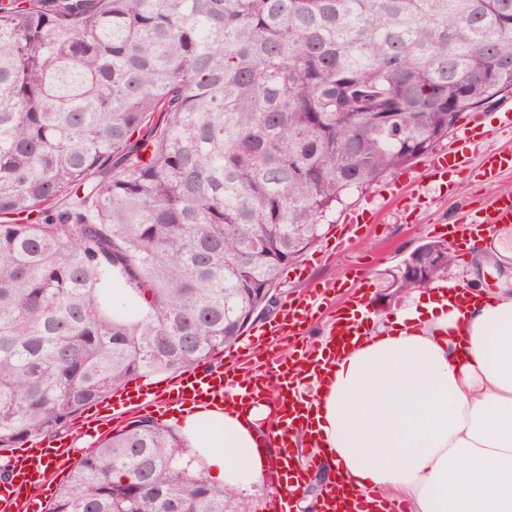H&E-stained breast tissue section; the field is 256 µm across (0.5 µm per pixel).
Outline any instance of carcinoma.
Wrapping results in <instances>:
<instances>
[{"label":"carcinoma","mask_w":512,"mask_h":512,"mask_svg":"<svg viewBox=\"0 0 512 512\" xmlns=\"http://www.w3.org/2000/svg\"><path fill=\"white\" fill-rule=\"evenodd\" d=\"M509 94L512 0H0V449L224 354L337 206ZM195 460L139 417L48 512H254Z\"/></svg>","instance_id":"obj_1"}]
</instances>
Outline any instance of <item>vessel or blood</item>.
<instances>
[{"mask_svg":"<svg viewBox=\"0 0 512 512\" xmlns=\"http://www.w3.org/2000/svg\"><path fill=\"white\" fill-rule=\"evenodd\" d=\"M462 138L466 143L486 147L477 166L481 182L495 184L504 171L512 170V149L491 147L494 133L484 126L481 114L472 115ZM469 164L464 150H445L428 157L426 177L429 182L448 187L452 184V173ZM500 224H512V191L494 192L479 208L461 212L448 232V240L454 243L476 232L489 233ZM335 302L334 289L311 284L303 298L283 305L277 317L260 326L242 346L226 350L223 364L214 366L204 361L177 378L110 394L99 403L102 415L83 418L77 426L78 433L89 437L100 435L109 430L112 413L142 407L153 408L162 416L198 407L224 405L232 409L259 399L272 384L276 395L270 412L278 427V446L284 454H291L290 431L296 421L306 417L299 386L307 378L323 381L335 365L339 351L347 347L362 322L373 318L374 312L365 295L357 290L349 294L318 346L301 347L286 361L273 360L266 364L264 375L251 377L250 381H243L242 373L254 358L266 352L269 340L284 342L304 334L316 315L334 307ZM75 463V450L65 440L32 443L18 453L10 479L0 482V505L6 512H44L45 500L40 497V490L51 483L53 474L69 471ZM301 479V473L290 464L276 467L270 476L275 492L265 505L266 512H293L292 500ZM365 508V501L350 496L340 481L323 497L319 512H365Z\"/></svg>","mask_w":512,"mask_h":512,"instance_id":"b4317fda","label":"vessel or blood"}]
</instances>
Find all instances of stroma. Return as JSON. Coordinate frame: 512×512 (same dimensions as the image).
<instances>
[{"mask_svg":"<svg viewBox=\"0 0 512 512\" xmlns=\"http://www.w3.org/2000/svg\"><path fill=\"white\" fill-rule=\"evenodd\" d=\"M424 177L423 160L388 173L363 192L354 194L344 206L323 225L319 240L299 257L298 266L305 276L283 272L276 290V304L257 318L258 323L273 320L281 304L299 296L311 282L317 281L336 287L337 302H344L353 273L364 272L360 283L368 301L380 318L401 310L406 296L392 294L387 284L390 275L415 248L428 241H447V228L460 209L476 207L493 189L512 190V172H504L496 186L478 181L472 171L459 172L455 181L456 194L433 192L431 202L418 207L415 194L393 199L386 191L391 182L411 184ZM368 209L366 224L360 225L344 251L333 252L332 245L342 233L344 218L349 209Z\"/></svg>","mask_w":512,"mask_h":512,"instance_id":"1","label":"stroma"}]
</instances>
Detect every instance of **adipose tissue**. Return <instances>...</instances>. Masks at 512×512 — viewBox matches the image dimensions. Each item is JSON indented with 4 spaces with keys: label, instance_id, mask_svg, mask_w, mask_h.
Returning a JSON list of instances; mask_svg holds the SVG:
<instances>
[{
    "label": "adipose tissue",
    "instance_id": "obj_1",
    "mask_svg": "<svg viewBox=\"0 0 512 512\" xmlns=\"http://www.w3.org/2000/svg\"><path fill=\"white\" fill-rule=\"evenodd\" d=\"M432 288L341 352L314 390L311 426L330 480L346 479L404 512H512V289ZM266 402L234 414L199 408L183 431L212 477L260 483L279 448L260 446ZM224 449L211 451L204 432Z\"/></svg>",
    "mask_w": 512,
    "mask_h": 512
}]
</instances>
